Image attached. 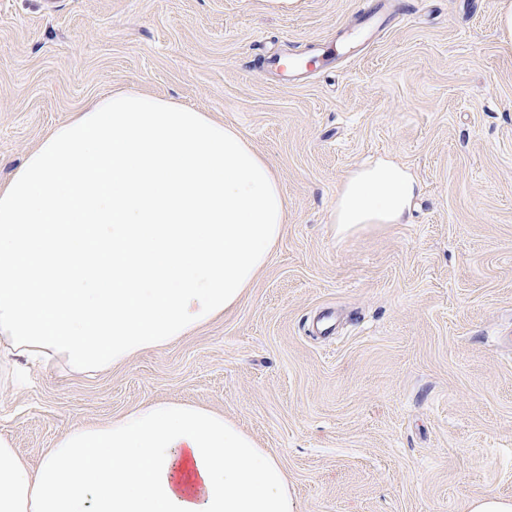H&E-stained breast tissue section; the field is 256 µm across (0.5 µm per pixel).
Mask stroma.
<instances>
[{
  "instance_id": "1",
  "label": "stroma",
  "mask_w": 512,
  "mask_h": 512,
  "mask_svg": "<svg viewBox=\"0 0 512 512\" xmlns=\"http://www.w3.org/2000/svg\"><path fill=\"white\" fill-rule=\"evenodd\" d=\"M329 69L267 60L356 36L378 0H0V180L95 99L134 89L235 127L288 200L239 304L93 377L24 368L0 433L38 464L78 425L156 399L223 412L282 461L299 512H468L512 496V45L503 0H392ZM388 158L408 220L336 231ZM469 512H512V499L487 494L470 504Z\"/></svg>"
}]
</instances>
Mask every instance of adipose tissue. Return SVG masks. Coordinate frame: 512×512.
<instances>
[{
  "instance_id": "obj_1",
  "label": "adipose tissue",
  "mask_w": 512,
  "mask_h": 512,
  "mask_svg": "<svg viewBox=\"0 0 512 512\" xmlns=\"http://www.w3.org/2000/svg\"><path fill=\"white\" fill-rule=\"evenodd\" d=\"M389 159L345 180L336 228L399 224ZM282 185L230 125L138 91L55 127L0 184V350L92 376L232 310L279 242ZM0 512H299L279 458L215 410L153 401L76 426L32 467L0 434Z\"/></svg>"
}]
</instances>
